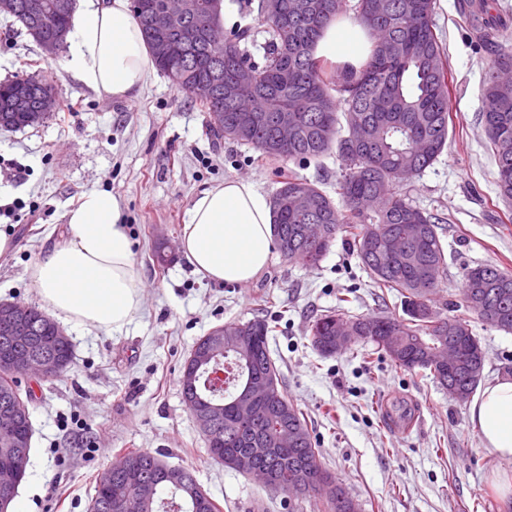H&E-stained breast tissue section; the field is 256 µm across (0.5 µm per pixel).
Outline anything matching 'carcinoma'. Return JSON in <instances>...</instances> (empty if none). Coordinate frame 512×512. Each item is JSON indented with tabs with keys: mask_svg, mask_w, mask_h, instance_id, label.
I'll use <instances>...</instances> for the list:
<instances>
[{
	"mask_svg": "<svg viewBox=\"0 0 512 512\" xmlns=\"http://www.w3.org/2000/svg\"><path fill=\"white\" fill-rule=\"evenodd\" d=\"M47 2L51 6L41 17L43 32L55 36L70 30L74 8L54 7L64 0ZM144 2L145 13L137 20L152 49L166 32L152 29L147 15L156 12L162 0ZM203 2L204 8L191 24L202 32L214 28L213 0ZM279 2L259 0L258 12L267 33L261 64L241 46L248 37L246 29L225 41L221 54L200 36L186 45L183 56L164 61L154 55L153 64L175 90L199 100L215 135L297 166L332 153L343 161L337 201L317 181L292 170L277 172L279 187L272 199L276 246L285 259L315 267L336 238H344L369 273L372 287L395 290L404 297L406 317L366 314L350 318L339 310L327 311L308 326L315 349L323 354L320 343L331 344L341 334L353 336L354 343L372 344L396 368L406 372L427 370L442 387L453 386L468 399L481 380L485 364L484 357L473 352L479 341L470 328L471 318L486 324L492 314L512 332V274L491 264L471 268L464 275V313L448 317L432 310L427 297L448 270L438 225L407 194L393 190V185L408 183L420 175L448 147V62L435 31V0H386L387 9L379 15L375 13L376 0H301L306 8L289 16L285 26ZM350 10L367 27L375 44L359 70L329 76L312 49L323 28ZM479 12L473 21L480 40L493 55L483 82L484 132L498 168L499 197L511 203L512 46L501 41L509 23L506 16L492 12L483 0ZM241 66L254 72V88L234 101L210 93L213 75L220 73L227 78ZM285 73L286 83L282 80ZM50 89L51 80L44 76L0 82V131L27 127L23 113L12 111L18 96L34 100ZM284 110L300 115L296 136L272 150L269 145L274 129L265 117ZM294 191H303L314 199V212L301 214L286 207V198ZM304 224L325 225L324 239H302L300 229ZM410 224L422 225V232L407 242L404 251L392 252V240L406 234ZM152 257L161 270L177 260L159 240L154 243ZM31 320L35 335L48 341L54 321L36 306L32 307ZM217 332L222 334L223 348L216 359L197 370L194 392L186 388V380L198 351L190 350L185 358L180 376L182 395L226 406L246 385L270 381L277 385L280 399L268 407V418L258 423L246 424L224 412L219 442L205 436L212 457L233 470L230 458L253 453L256 467L267 475L265 487L295 498L314 497L322 503L324 512H341L338 499L320 494L315 481L300 492L295 490V479H314L323 473L338 493L350 496L343 483L323 466L321 451L312 443L303 412L288 399L270 353L272 327L256 316L215 327L196 344H205ZM448 342L458 349L453 377L434 363L437 348ZM18 375V371L0 368V403L6 399L13 403L20 415L17 435L25 436L33 432L29 410L33 391L21 390ZM282 423L298 430L299 444L280 447L272 443V432ZM123 457L146 476L170 468L158 454L138 448L123 450ZM182 472L185 480L181 485L162 482L152 500L144 501L135 486L111 468L96 484L89 512H112L107 505L114 497L125 500L130 512H194L191 493L202 486L192 471L184 468Z\"/></svg>",
	"mask_w": 512,
	"mask_h": 512,
	"instance_id": "obj_1",
	"label": "carcinoma"
}]
</instances>
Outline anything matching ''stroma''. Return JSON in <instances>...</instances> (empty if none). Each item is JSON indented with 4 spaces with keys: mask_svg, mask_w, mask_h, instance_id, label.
<instances>
[{
    "mask_svg": "<svg viewBox=\"0 0 512 512\" xmlns=\"http://www.w3.org/2000/svg\"><path fill=\"white\" fill-rule=\"evenodd\" d=\"M464 0H441L435 31L446 49L451 88L448 149L413 183L412 199L443 217L438 234L448 273L430 294L433 310L461 304L466 268L512 272V206L498 195L497 167L481 121L491 61L463 16ZM67 54L44 58L22 26L0 34V81L42 73L68 110L45 124L0 132V185L10 215L0 218L12 250L0 256V302L39 304L32 265L65 237V214L98 189L120 203L145 284L134 322L117 332L68 328L74 358L57 380L25 378L36 394L32 447L15 506L25 512H88L94 488L119 449L163 453L193 470L222 512H320L314 499L268 491L208 452L184 404L179 379L195 341L216 326L261 316L274 329L272 357L289 399L304 412L321 461L360 501L362 512H512L488 485L498 462L482 448L467 404L421 373L395 369L372 345L322 357L308 324L337 307L346 315L404 317V300L373 288L344 239L316 268L274 255L250 284L202 279L184 261L154 265L158 232L179 242L202 191L235 176L266 195L282 161L216 138L207 114L153 72L131 101L103 100L67 68ZM485 352L483 383L512 375V333L471 323ZM399 401L415 409L402 428L376 410Z\"/></svg>",
    "mask_w": 512,
    "mask_h": 512,
    "instance_id": "1",
    "label": "stroma"
}]
</instances>
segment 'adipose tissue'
I'll use <instances>...</instances> for the list:
<instances>
[{
    "label": "adipose tissue",
    "instance_id": "adipose-tissue-1",
    "mask_svg": "<svg viewBox=\"0 0 512 512\" xmlns=\"http://www.w3.org/2000/svg\"><path fill=\"white\" fill-rule=\"evenodd\" d=\"M69 35L68 67L100 97L133 99L152 72V57L129 0H82ZM373 40L353 15L329 23L313 55L325 65L359 68ZM67 234L33 265L43 304L63 322L116 331L141 309L143 283L118 201L98 190L67 211ZM275 216L252 180L228 178L198 196L187 213L179 251L196 274L214 283L254 281L272 259ZM485 451L512 461V378L485 386L468 406Z\"/></svg>",
    "mask_w": 512,
    "mask_h": 512
}]
</instances>
